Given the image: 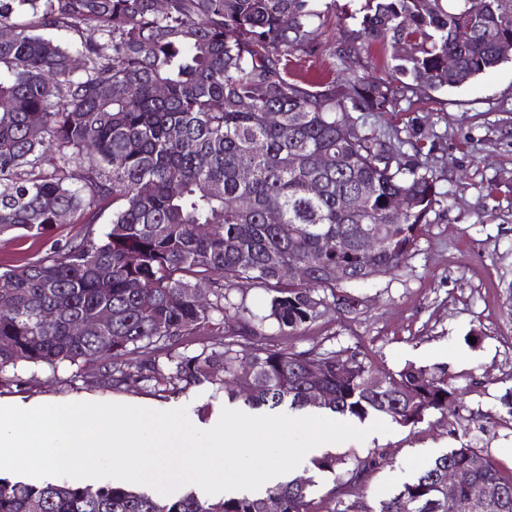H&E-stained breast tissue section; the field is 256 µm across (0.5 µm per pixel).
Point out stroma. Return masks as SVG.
Instances as JSON below:
<instances>
[{
    "mask_svg": "<svg viewBox=\"0 0 512 512\" xmlns=\"http://www.w3.org/2000/svg\"><path fill=\"white\" fill-rule=\"evenodd\" d=\"M353 8L352 0H336L318 31L321 51L293 55L297 73L308 79L344 70L385 73L390 52L382 46L343 63L334 55L358 27L350 17ZM356 118L366 128L420 144L415 161L436 177L441 198L398 271L350 288L359 301L355 311L328 306L293 344L299 350L340 349L359 342L393 369L444 363L457 395L455 412H435L413 428L395 425L362 442L329 446V454L340 456L388 452L389 463L363 482L365 500L373 503L455 447L465 431L478 435L490 457L512 464V426L495 422L502 396L512 390V63L460 88L420 93L397 111L360 112ZM76 399L160 411L183 407L200 430L212 428L224 407L223 394L209 386L180 394L112 387L97 362L55 372L24 366L12 380H0L4 406L31 409Z\"/></svg>",
    "mask_w": 512,
    "mask_h": 512,
    "instance_id": "obj_1",
    "label": "stroma"
}]
</instances>
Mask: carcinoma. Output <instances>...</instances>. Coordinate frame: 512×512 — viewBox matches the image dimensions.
I'll list each match as a JSON object with an SVG mask.
<instances>
[{
  "label": "carcinoma",
  "mask_w": 512,
  "mask_h": 512,
  "mask_svg": "<svg viewBox=\"0 0 512 512\" xmlns=\"http://www.w3.org/2000/svg\"><path fill=\"white\" fill-rule=\"evenodd\" d=\"M333 2L167 0L160 11L155 0H0V29L11 33L0 40V235L21 229L35 243L58 225H83L0 264L1 379L104 357L116 385L182 393L209 384L252 409L383 416L402 427L448 411L456 389L445 365L394 371L359 345L298 351L289 340L330 301L356 309L341 284L398 270L440 196L433 175L406 160L404 140L357 125L353 113L393 112L419 90L458 88L511 61L512 0H358L354 40L391 48L388 75L314 84L291 73L288 56L318 53L316 21ZM371 233L384 245L368 255ZM328 236L347 245L323 252ZM313 253L318 266L293 277ZM253 288L266 294L264 315L246 305ZM105 314L103 330L71 335ZM187 336L224 341L188 354L179 350ZM133 353L165 363L132 372ZM313 375L327 394L321 405L310 400ZM480 454L463 433L377 507L349 496L388 462L384 451L311 463L334 476L328 512H447L450 471L458 512H512V466L486 458L471 469ZM474 483L487 489L481 502L470 498ZM313 486L288 479L213 502L0 478V512H320Z\"/></svg>",
  "instance_id": "carcinoma-1"
}]
</instances>
